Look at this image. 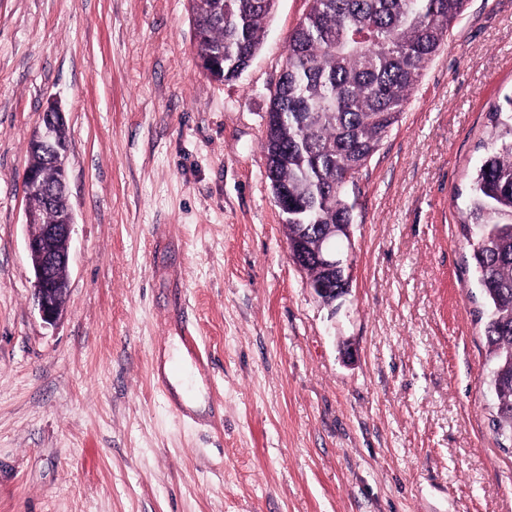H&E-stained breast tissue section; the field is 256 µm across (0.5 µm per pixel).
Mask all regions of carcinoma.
<instances>
[{"label":"carcinoma","instance_id":"1","mask_svg":"<svg viewBox=\"0 0 512 512\" xmlns=\"http://www.w3.org/2000/svg\"><path fill=\"white\" fill-rule=\"evenodd\" d=\"M198 48L224 50L226 81L261 48L275 0H190ZM466 0H312L288 38L285 73L270 94L279 113L263 151L280 150L288 240L353 223L346 188L399 122L428 62ZM498 129L472 182L463 235L481 291L492 424L512 449V97L489 113Z\"/></svg>","mask_w":512,"mask_h":512}]
</instances>
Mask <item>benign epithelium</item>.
Returning <instances> with one entry per match:
<instances>
[{"label":"benign epithelium","instance_id":"obj_1","mask_svg":"<svg viewBox=\"0 0 512 512\" xmlns=\"http://www.w3.org/2000/svg\"><path fill=\"white\" fill-rule=\"evenodd\" d=\"M64 119L65 113L57 104H48L31 136L34 147L63 174L66 173L68 147L57 141L56 127ZM24 187L28 196H39L49 202L56 192L66 193V180L53 187L39 172L28 168L24 174ZM74 224L70 209L62 215L59 224H41L32 211L26 212L29 231L25 245L33 275L35 306L41 320L49 325L56 323L63 314ZM352 249L349 224H332L315 236L311 256L321 277L309 278L308 285L327 306L333 305L349 291L353 278Z\"/></svg>","mask_w":512,"mask_h":512}]
</instances>
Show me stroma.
Here are the masks:
<instances>
[{
    "label": "stroma",
    "mask_w": 512,
    "mask_h": 512,
    "mask_svg": "<svg viewBox=\"0 0 512 512\" xmlns=\"http://www.w3.org/2000/svg\"><path fill=\"white\" fill-rule=\"evenodd\" d=\"M310 0H278L238 79L199 67L188 0H0V512H512L483 301L462 235L512 0H467L348 189L353 280L323 305L288 253L262 149ZM66 114V314L25 247L27 144ZM193 329L213 416L152 361Z\"/></svg>",
    "instance_id": "obj_1"
}]
</instances>
